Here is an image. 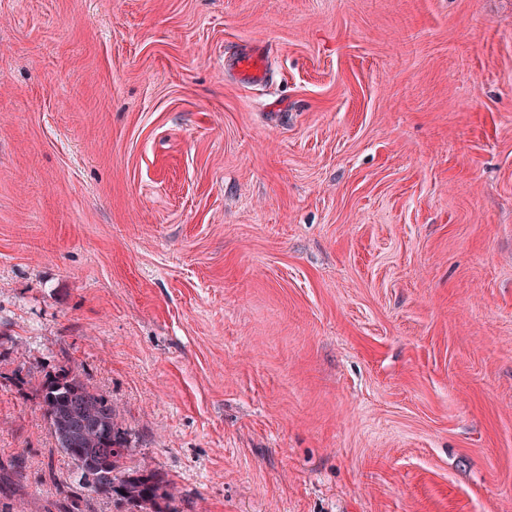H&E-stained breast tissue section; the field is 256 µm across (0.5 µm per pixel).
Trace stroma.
Wrapping results in <instances>:
<instances>
[{
    "mask_svg": "<svg viewBox=\"0 0 512 512\" xmlns=\"http://www.w3.org/2000/svg\"><path fill=\"white\" fill-rule=\"evenodd\" d=\"M63 370L178 512H512V0H0V512H121ZM233 69L249 84H261L267 78L265 52L261 48L247 50L231 58ZM41 396L58 448L74 461L91 492L118 497L127 512H177L170 507L174 495L169 482L156 472L138 469L117 476L129 448L106 395L68 372L48 377L41 384Z\"/></svg>",
    "mask_w": 512,
    "mask_h": 512,
    "instance_id": "1",
    "label": "stroma"
}]
</instances>
